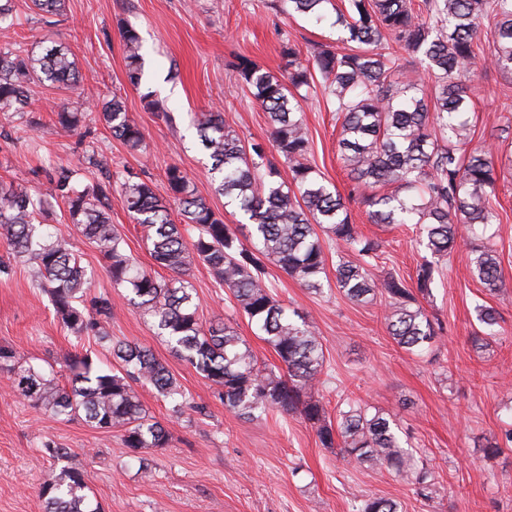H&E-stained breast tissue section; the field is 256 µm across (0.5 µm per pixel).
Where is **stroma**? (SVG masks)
<instances>
[{
  "mask_svg": "<svg viewBox=\"0 0 512 512\" xmlns=\"http://www.w3.org/2000/svg\"><path fill=\"white\" fill-rule=\"evenodd\" d=\"M14 4L15 40L35 51L50 41L69 46L80 82L73 89L35 87L32 126L0 115V182L34 193L46 169L62 164L90 182L129 170L151 181L163 196L165 171L176 165L233 228L243 219L214 192L211 161L192 124L195 113L222 112L225 127L243 141L268 142L266 115L242 88L229 61L243 55L277 73L284 66L283 38L304 53L336 39L335 30L275 12L269 0H66L63 15L49 22L34 12L31 0ZM125 25L135 27L143 39L139 88L126 78L120 36ZM147 89L159 109H146L142 94ZM115 93L144 128V150L129 151L100 118L97 103ZM470 95L472 144L491 149L496 162L500 222L494 244L501 258L502 291L488 293L473 277L467 245L451 256L431 257L419 246L416 228L371 223L367 206L357 201L349 205L352 222L381 245L375 277L390 273L411 283L428 260L438 271L431 297L421 304L443 333L427 351H406L389 336L385 296L355 302L334 289L314 294L278 267L268 268L276 299L312 320L323 345V383L316 398L331 408L343 399L359 400L389 414L408 435L415 459L432 473L430 499L418 497L393 471L349 464L337 449L322 447L314 427L299 416L246 420L226 411L195 369L157 337L127 291L113 286L99 251L58 202L46 221L75 242L92 294L110 299L112 336L152 349L205 412L170 417L151 388L136 386L141 402L171 434L166 447L148 451L152 474L147 477L137 460L124 453L119 432L93 429L79 418L60 419L0 387V512H42L39 488L54 466L41 452L48 439L70 448V465L84 472L103 512H356L369 496L396 500L400 512H512V447L489 457L482 452L484 445L500 440L512 420V71L477 68ZM64 106L86 112L77 132L56 127L54 112ZM301 109L310 140L308 163L349 195L352 184L338 158L335 113L320 96L302 101ZM111 218L127 251L142 267L155 269L141 227L120 200H113ZM188 280L202 324L231 322L259 361H274L273 351L255 336L229 290L205 265L195 263ZM479 303L494 307L500 319L497 334L477 347L471 338L482 330L475 311ZM0 345L60 373L66 358L80 348L56 319L49 296L21 264L0 273Z\"/></svg>",
  "mask_w": 512,
  "mask_h": 512,
  "instance_id": "35a3bbf8",
  "label": "stroma"
}]
</instances>
